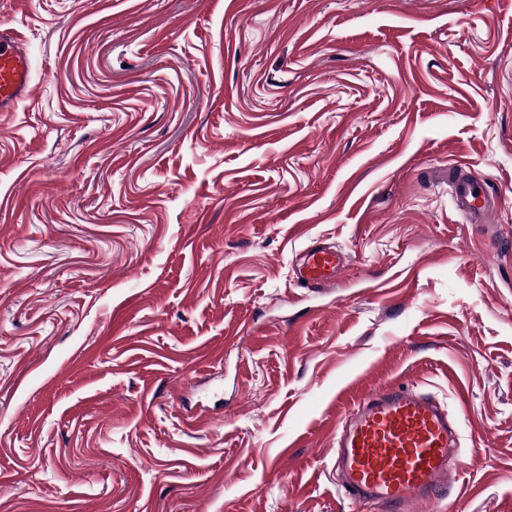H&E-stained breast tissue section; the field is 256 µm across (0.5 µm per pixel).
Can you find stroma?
Wrapping results in <instances>:
<instances>
[{
  "label": "stroma",
  "mask_w": 512,
  "mask_h": 512,
  "mask_svg": "<svg viewBox=\"0 0 512 512\" xmlns=\"http://www.w3.org/2000/svg\"><path fill=\"white\" fill-rule=\"evenodd\" d=\"M0 512H362L355 396L432 393L423 512H512V0H0ZM501 201L467 223L432 169ZM338 287L293 277L311 242ZM33 67L23 39L14 29L0 30V112H11L29 93Z\"/></svg>",
  "instance_id": "1"
}]
</instances>
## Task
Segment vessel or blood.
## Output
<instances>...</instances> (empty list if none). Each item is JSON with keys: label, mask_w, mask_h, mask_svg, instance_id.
<instances>
[{"label": "vessel or blood", "mask_w": 512, "mask_h": 512, "mask_svg": "<svg viewBox=\"0 0 512 512\" xmlns=\"http://www.w3.org/2000/svg\"><path fill=\"white\" fill-rule=\"evenodd\" d=\"M33 67L19 33L0 30V112H10L29 93ZM456 212L472 224L487 223L500 201L487 184L462 167L441 170ZM346 258L320 244L307 246L295 269L311 288L339 283ZM336 466L345 491L369 512H420L445 488L454 467V438L447 411L410 388L392 386L364 398L336 436Z\"/></svg>", "instance_id": "b4317fda"}]
</instances>
